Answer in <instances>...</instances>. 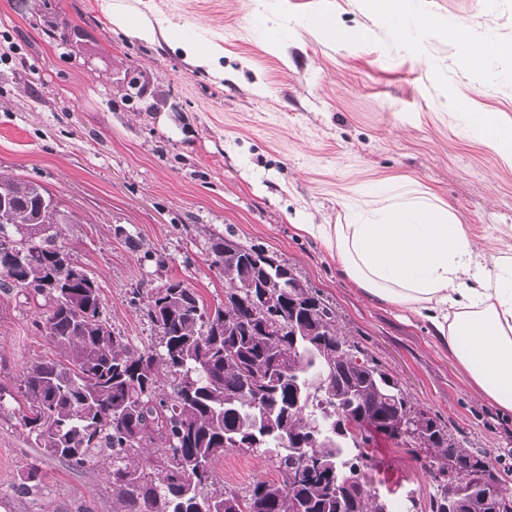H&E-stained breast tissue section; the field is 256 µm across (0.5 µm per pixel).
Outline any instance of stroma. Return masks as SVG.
<instances>
[{
	"label": "stroma",
	"mask_w": 512,
	"mask_h": 512,
	"mask_svg": "<svg viewBox=\"0 0 512 512\" xmlns=\"http://www.w3.org/2000/svg\"><path fill=\"white\" fill-rule=\"evenodd\" d=\"M418 9L476 17L512 41V0H419ZM324 16L365 29L359 47L310 26ZM144 22L150 39L131 32ZM81 41L48 42L63 25ZM208 49L197 64L188 45ZM412 60L360 9V0H0V176L36 182L59 203L58 239L96 279L113 328L133 347L153 332L129 302L136 286L184 280L211 305L224 279L209 266L210 233L285 259L336 307L338 325L436 415L465 448L512 465V412L493 405L437 344L428 322L369 299L343 278L305 224H343L345 204L409 180L464 224L475 245L512 249V160L461 133L448 108L469 107L512 126V58L489 66L488 91L459 48L429 38ZM138 68L158 108L125 100L119 80ZM39 301L0 290V388L54 357L35 326ZM367 481L392 507L425 500L426 453L397 442L370 447ZM37 454L15 415L0 411V512H112L102 465L45 460L44 497L15 495ZM224 486L276 474L267 454L226 449Z\"/></svg>",
	"instance_id": "obj_1"
}]
</instances>
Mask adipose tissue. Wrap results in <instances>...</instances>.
Returning a JSON list of instances; mask_svg holds the SVG:
<instances>
[{"instance_id":"1","label":"adipose tissue","mask_w":512,"mask_h":512,"mask_svg":"<svg viewBox=\"0 0 512 512\" xmlns=\"http://www.w3.org/2000/svg\"><path fill=\"white\" fill-rule=\"evenodd\" d=\"M365 13L420 59L422 43L443 36L459 47L472 74L512 57V44L482 35L477 20L413 13V0H361ZM449 108L466 135L512 158V127L474 112L465 94ZM346 224H307L339 273L378 302L410 310L430 324L438 342L498 407L512 411V255L480 253L463 224L429 193L392 183L383 198L347 203Z\"/></svg>"}]
</instances>
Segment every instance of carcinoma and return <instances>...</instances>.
<instances>
[{"instance_id": "obj_1", "label": "carcinoma", "mask_w": 512, "mask_h": 512, "mask_svg": "<svg viewBox=\"0 0 512 512\" xmlns=\"http://www.w3.org/2000/svg\"><path fill=\"white\" fill-rule=\"evenodd\" d=\"M43 186L0 177V288L44 300L37 328L58 357L23 370L20 424L40 454L18 475L20 496L46 490L43 458L69 467L100 463L112 512H378L368 483L353 484L343 465L390 421L421 413L420 440L436 487L428 512H512L497 491L499 470L481 448H463L448 425L414 406L398 380L358 342L345 338L336 308L284 259L226 236L209 239L210 267L224 278V302L211 308L180 279L133 288L130 303L155 333L133 349L115 331L101 289L54 231L57 205ZM349 410L359 431L337 434L329 413ZM277 478L244 489L216 488L224 449L254 451L255 426ZM329 469L292 476L304 454Z\"/></svg>"}]
</instances>
